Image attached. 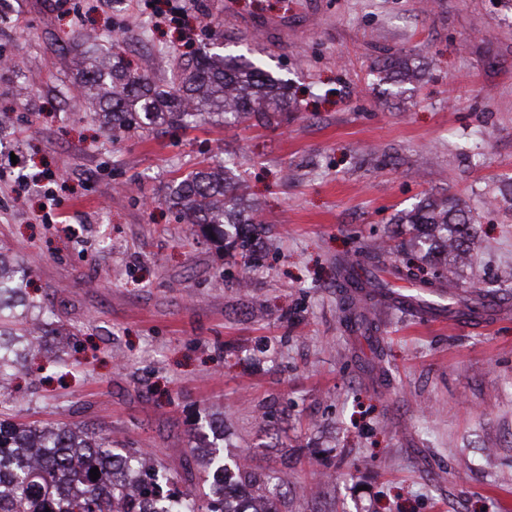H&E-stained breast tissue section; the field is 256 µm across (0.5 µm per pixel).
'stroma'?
Segmentation results:
<instances>
[{
  "instance_id": "35a3bbf8",
  "label": "stroma",
  "mask_w": 512,
  "mask_h": 512,
  "mask_svg": "<svg viewBox=\"0 0 512 512\" xmlns=\"http://www.w3.org/2000/svg\"><path fill=\"white\" fill-rule=\"evenodd\" d=\"M168 6L0 5V251L29 269L28 318L52 327L0 411L170 469L223 428L226 453L287 476L282 512H512V317L479 329L377 302L367 338L336 286L357 249L409 248L399 211L453 196L478 238L455 280L512 300V0H186L174 22ZM187 30L262 59L296 111L114 142L74 109L73 37L121 39L159 75ZM392 54L425 78L378 79ZM226 162L268 224L246 269L160 203ZM55 356L61 380L43 372Z\"/></svg>"
}]
</instances>
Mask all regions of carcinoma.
<instances>
[{
	"mask_svg": "<svg viewBox=\"0 0 512 512\" xmlns=\"http://www.w3.org/2000/svg\"><path fill=\"white\" fill-rule=\"evenodd\" d=\"M379 70L398 83L419 80L422 67L412 59L391 55ZM83 99L95 103L97 116L112 137H146L159 125L187 129L212 118L227 122L251 119L270 126L297 108L288 82L275 77L258 60L240 55L193 52L178 61L156 83L149 71L131 69L119 51L100 54L81 62ZM163 203L187 224H199L230 257L241 256L248 264L249 237L232 232L229 225L249 224L263 229L244 193L240 175L227 167L190 172L163 197ZM399 222L412 230L416 247L430 254L435 245L456 262L475 247L456 198L431 200L416 205ZM388 250L362 252L341 267L344 321L354 330L370 332L369 301H393L403 310L435 308L421 295L404 300L393 297L387 272L437 295L450 287L448 268L436 260L433 271L409 259L391 261ZM21 286L0 254V346L9 343L10 355L0 349V376L10 373L27 346L29 331L12 328L17 306L25 304ZM484 290L473 291L448 306L439 307L452 317L480 303ZM205 477L186 466L157 469L140 449L120 448L112 437L67 426H34L0 418V512H281L274 487L282 479L243 463L229 468L224 456L207 454ZM99 468L91 480L90 469Z\"/></svg>",
	"mask_w": 512,
	"mask_h": 512,
	"instance_id": "obj_1",
	"label": "carcinoma"
}]
</instances>
